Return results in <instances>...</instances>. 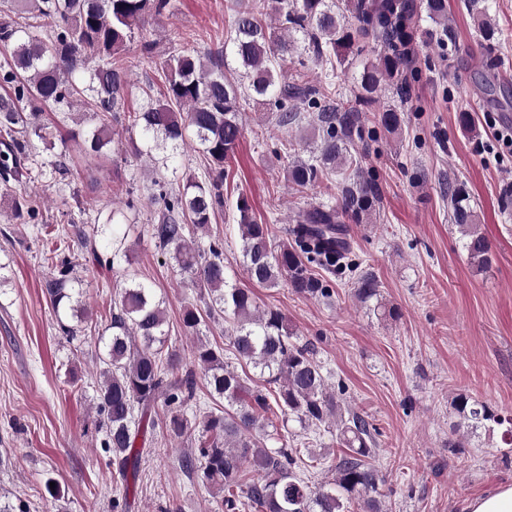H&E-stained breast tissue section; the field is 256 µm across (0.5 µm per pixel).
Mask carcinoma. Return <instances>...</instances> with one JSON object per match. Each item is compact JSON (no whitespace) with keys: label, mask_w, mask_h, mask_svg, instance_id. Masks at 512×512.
<instances>
[{"label":"carcinoma","mask_w":512,"mask_h":512,"mask_svg":"<svg viewBox=\"0 0 512 512\" xmlns=\"http://www.w3.org/2000/svg\"><path fill=\"white\" fill-rule=\"evenodd\" d=\"M419 7L435 25L434 35L441 36L448 28V0H422L419 6L408 0H252L250 7L234 10L224 50L210 54L208 61L190 48L163 61L160 99L129 116L127 130L142 140L135 156L165 168L183 148L189 130L208 164V177L175 188L155 178L149 200L160 207V216L146 231L161 255L192 285L209 292L204 309L184 308V330L198 336L205 319L222 318L232 333L227 349L198 341L182 367L176 352L165 351L169 334L164 299L133 275L116 285L111 321L98 339L94 421L101 447L113 462L122 466L134 454L148 413L161 400L167 412L163 420H151V427L174 438L197 431V446L181 455L179 467L202 486L223 490L225 512H349L355 500L365 512H381L382 478L368 462L375 453L374 428L357 412L343 414L346 386L340 381L329 387L314 348L294 341L284 313L260 308L249 289L228 284L223 243L211 238L209 224L224 210V162L243 132L240 99L248 97L285 129L298 123L299 108L306 109L317 138L307 157L288 155V184L302 193L341 175L339 195L310 203L294 215L293 246L273 245L268 226L257 222L247 198L239 197L241 255L253 282L269 288L285 282L305 298L330 296L308 264L317 258L330 263L347 258L344 219L362 220L379 197L378 184L362 167L353 133L362 113L375 111L381 83H396L400 94L407 92L400 78L417 37ZM467 8L486 40L493 39L495 28L485 6L468 0ZM170 9L171 0H6L0 18V87L5 91L0 95L1 185H21L33 178V170L25 166L33 144L24 133L31 131L41 142L51 143L62 125L42 123V111L75 94L88 95L93 112L84 115L83 127L70 136L81 138L89 156H108L112 123L121 119L129 87L120 52L134 45L141 58L152 59L156 42L144 20L160 18ZM378 35L388 49L364 66L359 93L345 105L334 103V70L325 71L315 84L300 71L288 73L300 43L318 63L343 64ZM402 122V113L395 109L379 113V123L388 132H397ZM448 198L471 264L486 268L492 261L491 244L475 224L464 186L448 187ZM14 209L25 212L28 223H39L36 201L17 199ZM122 215L114 209L109 223L77 236L84 254L101 266L129 261L124 236L112 238L107 257L97 248V237L119 225ZM45 260L56 270L45 293L59 331L73 341L86 307L81 281L72 276L70 245L59 240ZM379 288L374 277L361 275L355 295L368 300ZM234 360L250 364L278 390L266 394L254 389ZM199 373L209 397L224 401V407L197 414ZM453 407L471 428L504 424L497 413L465 394L454 397ZM270 412L313 430L336 419L335 439L343 452L336 456L331 479L312 484L300 474L313 467L300 450L286 442L267 447L259 429Z\"/></svg>","instance_id":"carcinoma-1"}]
</instances>
